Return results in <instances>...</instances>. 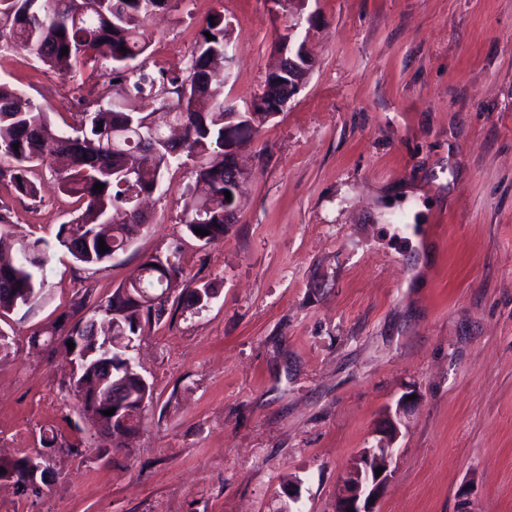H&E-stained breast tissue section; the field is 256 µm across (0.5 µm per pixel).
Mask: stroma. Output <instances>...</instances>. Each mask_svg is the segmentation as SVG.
Returning a JSON list of instances; mask_svg holds the SVG:
<instances>
[{"instance_id": "stroma-1", "label": "stroma", "mask_w": 512, "mask_h": 512, "mask_svg": "<svg viewBox=\"0 0 512 512\" xmlns=\"http://www.w3.org/2000/svg\"><path fill=\"white\" fill-rule=\"evenodd\" d=\"M232 27L238 106L296 27L314 66L241 155L245 207L223 242L181 222L197 161L173 165L148 222L111 261L54 250L40 297L0 317V459L64 448L40 495L0 479V512H332L344 470L416 394L378 512H512V0H172L148 18V70L185 66L203 22ZM69 75L0 52V83L74 122ZM36 199L0 181L12 242L73 216L49 168ZM181 274L131 354L152 398L123 450L63 390L62 345H36L79 299L148 257ZM205 282L201 310L186 298Z\"/></svg>"}]
</instances>
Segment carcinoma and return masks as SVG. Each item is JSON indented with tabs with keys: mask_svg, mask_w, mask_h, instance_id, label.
I'll return each instance as SVG.
<instances>
[{
	"mask_svg": "<svg viewBox=\"0 0 512 512\" xmlns=\"http://www.w3.org/2000/svg\"><path fill=\"white\" fill-rule=\"evenodd\" d=\"M170 0H0V48L23 50L43 65L68 74L88 63L104 78L101 91L92 98L80 97V121L67 130L54 127L40 105L22 101V95L0 83V179L7 176L15 192L35 199L39 189L30 173L38 165L59 159L66 164L56 171L59 190L76 197L79 214L62 224L55 246L79 263L96 266L112 260L147 224L143 214L135 220L129 212L139 199L154 194L164 171L183 159H202L197 176L208 184V194H186L182 224L190 236L205 245L224 239V207L240 211L244 202L234 193L235 184L224 179V149L242 147L255 131L254 116L270 119L281 112L288 97V62L281 59L270 68L265 81H273L278 93L253 97V111L241 112L224 99L229 73L214 66L228 60L232 29L224 16L206 23L185 68L149 72L135 64L145 55L148 43L142 30L145 19L169 6ZM214 39L209 40L205 33ZM68 48V54L61 48ZM151 98L162 115L182 126L173 140L162 125L140 112L139 103ZM18 148H13L14 144ZM102 183V191H93ZM231 192L226 201L225 192ZM205 229L209 235L195 233ZM7 232L0 229V314L23 306L26 288H43L51 246L37 238L15 251L5 250ZM108 251H100V241ZM179 267L170 257H150L142 275L130 288H118L93 307L94 316L67 328L70 312L60 315L49 331L50 340L67 343L69 336L95 335L94 317L111 324V336L86 341L79 348L84 358L68 388L82 412L96 417L108 400L110 383L100 390L93 379L126 380L123 410L141 413L151 398L141 382L129 350L142 322L158 320L165 311Z\"/></svg>",
	"mask_w": 512,
	"mask_h": 512,
	"instance_id": "1",
	"label": "carcinoma"
}]
</instances>
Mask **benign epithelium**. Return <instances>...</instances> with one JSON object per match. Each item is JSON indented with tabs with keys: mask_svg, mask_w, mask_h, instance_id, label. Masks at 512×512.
<instances>
[{
	"mask_svg": "<svg viewBox=\"0 0 512 512\" xmlns=\"http://www.w3.org/2000/svg\"><path fill=\"white\" fill-rule=\"evenodd\" d=\"M313 62L305 57L300 59L288 51V97H293L301 88L311 71ZM408 407V395L401 396L395 409L387 410V425L382 439L371 448H363L346 468L336 493L333 512H376L377 501L391 482L397 459L395 444L400 436L402 417ZM55 449L48 448L32 456L31 469L23 470L12 480L23 486L28 493L42 491V480L38 474L49 473L51 458ZM381 468V475L376 469Z\"/></svg>",
	"mask_w": 512,
	"mask_h": 512,
	"instance_id": "7a95c632",
	"label": "benign epithelium"
}]
</instances>
